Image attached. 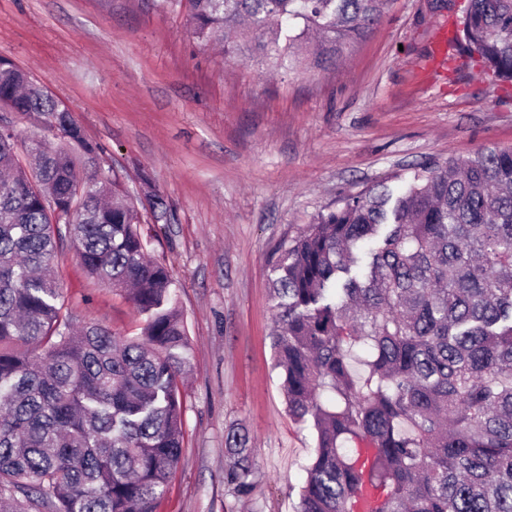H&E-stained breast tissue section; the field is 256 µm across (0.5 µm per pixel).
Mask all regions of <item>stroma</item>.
Masks as SVG:
<instances>
[{"label": "stroma", "mask_w": 512, "mask_h": 512, "mask_svg": "<svg viewBox=\"0 0 512 512\" xmlns=\"http://www.w3.org/2000/svg\"><path fill=\"white\" fill-rule=\"evenodd\" d=\"M431 2L388 0L335 65L283 74L196 39L162 0H0V55L102 148L175 280L192 370L182 454L156 512H293L298 501L315 434L289 416L274 367L278 243L347 195L403 186L419 163L512 146V84L453 49L432 63L456 16ZM156 196L163 225L148 208ZM58 264L74 323L140 334L126 296L90 278L71 243ZM238 429L255 463L240 496L224 447Z\"/></svg>", "instance_id": "stroma-1"}]
</instances>
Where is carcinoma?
<instances>
[{
    "label": "carcinoma",
    "instance_id": "carcinoma-1",
    "mask_svg": "<svg viewBox=\"0 0 512 512\" xmlns=\"http://www.w3.org/2000/svg\"><path fill=\"white\" fill-rule=\"evenodd\" d=\"M163 2L197 39L222 33L230 55L255 38L279 69L304 51L334 64L387 0ZM452 43L512 82V0H467ZM0 109L56 140L0 128V512H155L183 447L191 359L171 273L149 256L137 201L90 163L102 148L6 57ZM66 238L132 302L141 336L72 325L52 272ZM273 272L275 366L288 414L316 432L297 512H355L375 492L374 512H512V147L345 197L279 244ZM247 444L225 438L241 495Z\"/></svg>",
    "mask_w": 512,
    "mask_h": 512
}]
</instances>
